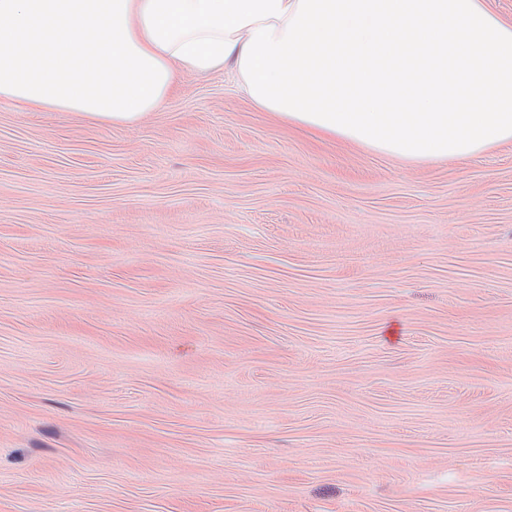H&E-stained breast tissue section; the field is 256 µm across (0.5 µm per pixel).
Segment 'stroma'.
Here are the masks:
<instances>
[{
  "label": "stroma",
  "mask_w": 512,
  "mask_h": 512,
  "mask_svg": "<svg viewBox=\"0 0 512 512\" xmlns=\"http://www.w3.org/2000/svg\"><path fill=\"white\" fill-rule=\"evenodd\" d=\"M0 512H512V141L1 104Z\"/></svg>",
  "instance_id": "stroma-1"
}]
</instances>
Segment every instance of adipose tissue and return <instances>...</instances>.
<instances>
[{"label":"adipose tissue","instance_id":"adipose-tissue-1","mask_svg":"<svg viewBox=\"0 0 512 512\" xmlns=\"http://www.w3.org/2000/svg\"><path fill=\"white\" fill-rule=\"evenodd\" d=\"M407 162L512 141V23L486 0H0V103L132 127L177 74Z\"/></svg>","mask_w":512,"mask_h":512}]
</instances>
